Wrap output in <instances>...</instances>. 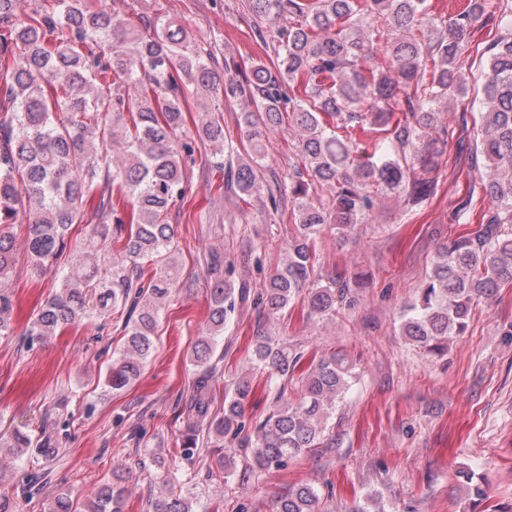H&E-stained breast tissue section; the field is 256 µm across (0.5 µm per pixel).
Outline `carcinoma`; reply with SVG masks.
Listing matches in <instances>:
<instances>
[{
  "label": "carcinoma",
  "instance_id": "carcinoma-1",
  "mask_svg": "<svg viewBox=\"0 0 512 512\" xmlns=\"http://www.w3.org/2000/svg\"><path fill=\"white\" fill-rule=\"evenodd\" d=\"M16 4L0 0V98L11 105L0 115V338L13 335L8 285L23 214V246L35 272L71 253L59 290L40 307L24 341H45L111 308L125 311L122 348L105 378L113 391L138 378L173 292L169 215L184 197L183 161H194L201 144L224 145V115L206 106L196 138L181 136L186 95L220 89L224 99L242 104L247 147L231 178L247 196L265 189L266 133L285 121L294 133L300 163L288 173V195L278 184L265 189L273 210L288 208L296 227L285 263L254 292L245 284L232 288L219 275L218 259L208 266L209 323L190 354V400L175 416L185 459L235 442L249 449L243 484L319 447L353 378L349 365L334 355L306 358L257 326L250 371L267 374L275 393L248 431L249 375L225 386L215 403L227 314L239 300L275 316L301 295L311 316L351 305L366 276L317 278L316 239L325 224L346 236L382 198L412 210L436 194L431 172L445 143L430 131L442 123L443 103L468 95L466 53L475 23L494 6L507 33L488 49L479 113L488 210L477 235L436 251L402 316V334L440 357L465 333L473 308L512 285V8L464 0L448 17L428 12L426 0H248L252 17L274 27V58L246 68L226 60L221 74L189 25L168 16L149 19L145 32L113 8L43 0L20 23ZM124 87L134 96L122 94ZM88 203L98 223L78 242L72 229ZM53 445L47 433L17 430L0 436V458ZM157 477L160 494L150 512H196V496L183 493L185 474L160 462ZM459 477L470 503L488 501L474 472ZM124 482L115 472L85 502L61 494L48 512H123ZM320 500L315 487L298 484L276 499L273 512H320Z\"/></svg>",
  "mask_w": 512,
  "mask_h": 512
}]
</instances>
